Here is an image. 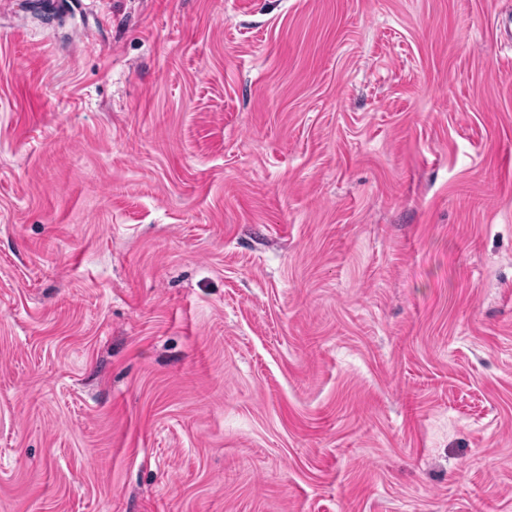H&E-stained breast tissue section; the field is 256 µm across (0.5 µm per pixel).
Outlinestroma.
I'll return each instance as SVG.
<instances>
[{
	"label": "stroma",
	"instance_id": "35a3bbf8",
	"mask_svg": "<svg viewBox=\"0 0 512 512\" xmlns=\"http://www.w3.org/2000/svg\"><path fill=\"white\" fill-rule=\"evenodd\" d=\"M0 512H512V0H0Z\"/></svg>",
	"mask_w": 512,
	"mask_h": 512
}]
</instances>
